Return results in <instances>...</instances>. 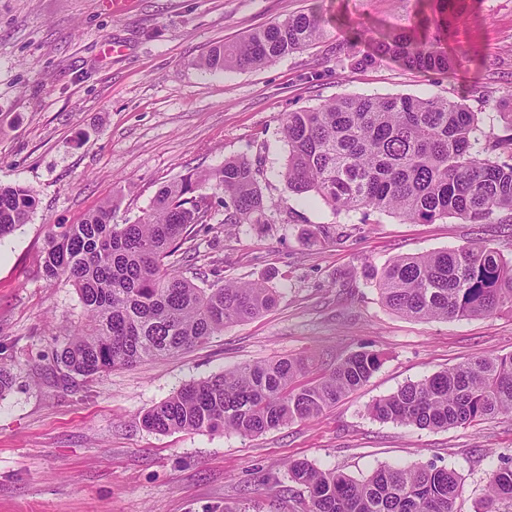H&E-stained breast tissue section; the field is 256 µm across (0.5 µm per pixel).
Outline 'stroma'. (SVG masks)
I'll return each mask as SVG.
<instances>
[{"label":"stroma","instance_id":"obj_1","mask_svg":"<svg viewBox=\"0 0 512 512\" xmlns=\"http://www.w3.org/2000/svg\"><path fill=\"white\" fill-rule=\"evenodd\" d=\"M312 11L326 33L308 47L248 70L198 65L214 46ZM427 11L426 0H130L116 15L105 0H0V185L36 197L27 224L0 239V363L13 372L0 399V512H306L292 461L356 479L432 462L458 475V512H474L491 466L512 457V416L430 430L367 408L466 359L512 353V315L406 317L365 272L476 239L512 259V224L339 213L280 176L285 113L339 97L447 98L502 133L512 0H469L448 31L454 72L354 63L356 32L405 28ZM112 43L122 53L105 56ZM242 156L263 160L270 224L225 223L224 195L209 189L213 219L196 227L181 271L268 282L276 306L178 355L63 384L54 351L83 305L71 283L43 274L48 225L80 223L109 200L113 223H133L163 185ZM360 350L378 352L380 368L315 419L255 437L142 424L183 385L239 365L303 353L317 376Z\"/></svg>","mask_w":512,"mask_h":512}]
</instances>
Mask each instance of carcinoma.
Wrapping results in <instances>:
<instances>
[{
    "label": "carcinoma",
    "instance_id": "cac0c4a2",
    "mask_svg": "<svg viewBox=\"0 0 512 512\" xmlns=\"http://www.w3.org/2000/svg\"><path fill=\"white\" fill-rule=\"evenodd\" d=\"M432 16L382 35L357 59H394L405 67L446 73L448 24L467 0H430ZM322 18L300 13L274 21L201 59L206 70L247 69L275 61L321 39ZM281 133L288 157L281 177L297 195L320 198L338 212L370 208L415 224L456 218L468 224H512V125L485 133L479 113L439 97L353 96L290 112ZM261 165L240 157L211 174L188 175L163 187L132 224L112 223V205L79 224L49 226L43 272L72 283L84 324L56 349L64 383L117 366L173 356L205 343L224 327L273 308L276 289L261 283L208 288L184 277L180 263L195 226L212 220L202 190L224 193V223H270ZM36 205L23 186L0 185V237L27 223ZM384 304L423 320L490 318L512 313V259L480 240L452 249L398 257L373 274ZM382 363L380 354L348 355L318 379L305 356L244 364L182 386L148 410L149 430H232L261 435L318 417L361 388ZM383 422L448 429L512 415V354L475 357L402 386L373 402ZM289 478L309 493L307 512H457L454 471L433 464L381 467L355 480L310 463L288 464ZM512 503V461H500L487 481L480 512Z\"/></svg>",
    "mask_w": 512,
    "mask_h": 512
}]
</instances>
